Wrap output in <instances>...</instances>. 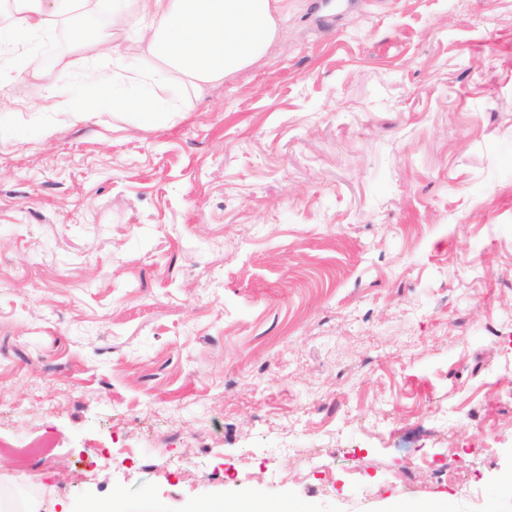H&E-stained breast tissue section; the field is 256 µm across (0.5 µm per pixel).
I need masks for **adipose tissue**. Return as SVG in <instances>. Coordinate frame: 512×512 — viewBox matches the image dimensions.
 <instances>
[{"mask_svg":"<svg viewBox=\"0 0 512 512\" xmlns=\"http://www.w3.org/2000/svg\"><path fill=\"white\" fill-rule=\"evenodd\" d=\"M91 0H11L10 20L0 25V48L25 54L32 39L57 28ZM288 0H114L107 26L74 31L79 46L112 60L111 73L95 66L83 72L86 81L120 87L149 86L164 99L152 113L154 123H166L181 111L188 92L232 79L259 61L280 35L279 18ZM135 29L125 47L117 33ZM156 58L154 68H132L129 60L142 52ZM70 66L59 62L44 97L73 121L92 116L95 107L70 92Z\"/></svg>","mask_w":512,"mask_h":512,"instance_id":"1","label":"adipose tissue"}]
</instances>
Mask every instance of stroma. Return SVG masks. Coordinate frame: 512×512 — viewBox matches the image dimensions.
<instances>
[{
    "instance_id": "1",
    "label": "stroma",
    "mask_w": 512,
    "mask_h": 512,
    "mask_svg": "<svg viewBox=\"0 0 512 512\" xmlns=\"http://www.w3.org/2000/svg\"><path fill=\"white\" fill-rule=\"evenodd\" d=\"M280 28L162 125L136 88L44 111L55 60L91 62L68 29L0 62V441L55 459L1 452L6 496L512 512V399L486 387L512 363L484 330L512 336V0H288ZM472 407L496 462L448 455ZM437 463L497 472L474 505ZM43 448L44 446L40 442L19 444L13 448H9V452L14 457L15 470L26 475L30 469L31 460L33 458L41 457L44 460H49V456L45 455L46 452Z\"/></svg>"
}]
</instances>
